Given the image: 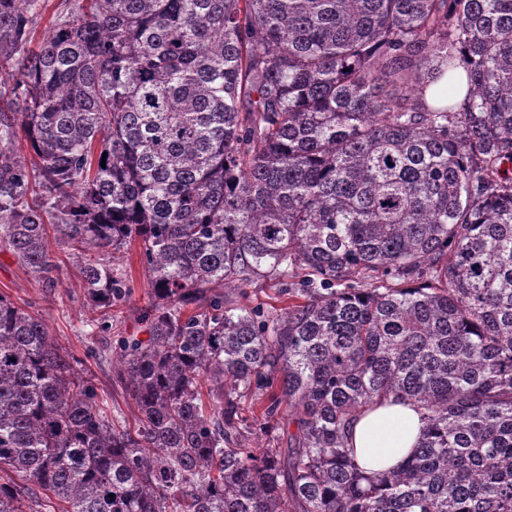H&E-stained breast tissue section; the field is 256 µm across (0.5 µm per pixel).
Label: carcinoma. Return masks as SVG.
<instances>
[{"instance_id":"carcinoma-1","label":"carcinoma","mask_w":512,"mask_h":512,"mask_svg":"<svg viewBox=\"0 0 512 512\" xmlns=\"http://www.w3.org/2000/svg\"><path fill=\"white\" fill-rule=\"evenodd\" d=\"M48 2L0 0V244L110 332L138 243L149 336L132 428L0 293V512H512V0H62L34 49ZM388 399L426 431L367 475ZM236 288H242L243 290ZM278 288H280V285L275 281L257 279L248 285H242L240 287L228 285L224 287V293L228 294L233 299H239V293L244 291V298H240L241 303H248L252 306L265 307L271 311H274L272 306L281 308L280 306L282 305L276 301ZM423 426L416 405L388 400L360 413L349 427L348 440L359 467L373 475L410 454L421 440Z\"/></svg>"}]
</instances>
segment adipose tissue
<instances>
[{"label": "adipose tissue", "instance_id": "ef3b65f1", "mask_svg": "<svg viewBox=\"0 0 512 512\" xmlns=\"http://www.w3.org/2000/svg\"><path fill=\"white\" fill-rule=\"evenodd\" d=\"M424 423L416 405L385 401L360 413L351 423L348 440L356 462L373 474L394 467L417 447Z\"/></svg>", "mask_w": 512, "mask_h": 512}]
</instances>
